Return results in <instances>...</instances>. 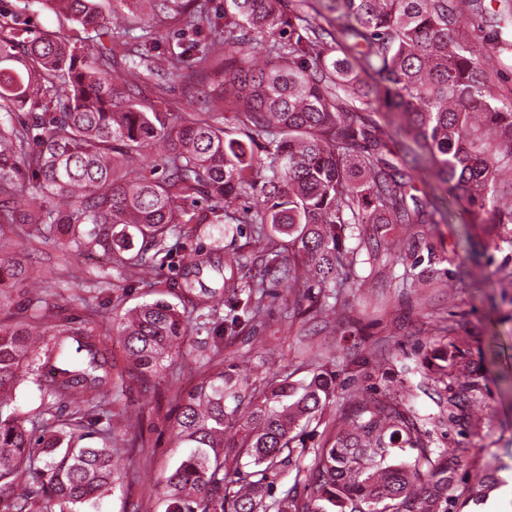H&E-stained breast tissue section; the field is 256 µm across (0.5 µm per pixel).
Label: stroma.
Returning a JSON list of instances; mask_svg holds the SVG:
<instances>
[{
    "instance_id": "obj_1",
    "label": "stroma",
    "mask_w": 512,
    "mask_h": 512,
    "mask_svg": "<svg viewBox=\"0 0 512 512\" xmlns=\"http://www.w3.org/2000/svg\"><path fill=\"white\" fill-rule=\"evenodd\" d=\"M0 13L17 16L35 30L61 31L77 47L89 46L81 26L60 22L39 0H0ZM223 20L224 0H207L203 19H156L158 50L167 52L180 40L207 43L212 23ZM461 231L455 220L422 226L415 258L432 278L420 287L406 288L404 265L390 264L387 251L388 245L403 239L404 225H365L364 239L381 238L384 247L362 252L347 281L349 307L322 296L291 300L285 285H273L261 322L226 345L224 355L253 380L285 368L304 378L310 358L317 356L335 370L337 394L357 389L400 398L409 390L421 414L448 417L456 412V420L432 430L433 445L447 449L448 469L454 476L449 512H487L491 500L498 501L499 512H512V498L501 496L499 489H492L487 502L478 504L464 493L468 474L487 467L497 474L512 469V282L505 278L512 271V247L478 234L467 249ZM18 242L30 256L35 278L47 281L40 313L49 324L84 319L93 310L108 318L116 308L135 306L171 283H182L178 260L198 249L218 252L224 259L239 256L234 276L242 285L259 278L262 270L261 248L252 241L247 224L232 238H218L209 224L192 234L175 235L169 241L174 263L146 283L108 264L98 252L63 269L57 246L31 225ZM449 341L458 348L457 359L469 365L480 384L458 411L448 404L443 384L426 376L421 365L423 358ZM210 352L205 334L192 335L182 356L159 375L126 378L104 400V409L133 416L138 439L116 456L124 482L105 494L101 512H131L144 499L149 502L146 512H159L150 495L159 473L180 453L175 421L169 416L175 394L199 382L198 361Z\"/></svg>"
}]
</instances>
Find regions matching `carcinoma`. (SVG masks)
Wrapping results in <instances>:
<instances>
[{
	"instance_id": "cac0c4a2",
	"label": "carcinoma",
	"mask_w": 512,
	"mask_h": 512,
	"mask_svg": "<svg viewBox=\"0 0 512 512\" xmlns=\"http://www.w3.org/2000/svg\"><path fill=\"white\" fill-rule=\"evenodd\" d=\"M150 2L145 19L106 14L102 0H41L94 33L82 53L59 32L0 25V512H91L120 483L113 444L136 433L97 410L112 390L107 336L124 338L128 373L146 378L202 329L220 355L222 340L262 316L268 281L310 298L344 283L360 250L347 241L364 224L406 225L393 254L405 261L415 225L445 219L411 194L420 162L461 206L462 223L512 246V182H500L512 172V98L489 64L509 45L512 0H318L309 11L306 0H224V25L211 28L224 47V90L197 92L201 107L185 112L138 101L127 76L194 85L209 50L156 52L152 21L204 4ZM28 104L40 112L20 116ZM375 105L412 136L411 161L389 158L367 116ZM201 199L209 212L195 209ZM220 222L226 234L251 224L264 244L263 274L245 289L225 285L237 258L215 265L194 253L182 257L185 276L208 270L224 281L201 288L197 303L158 296L110 322L46 328L40 296L28 299L33 315L9 307L31 273L19 224L53 237L67 263L99 249L144 280L170 257L180 225ZM22 372L44 402L30 430L12 407ZM436 374L456 383L455 407L479 388L453 361ZM335 393L323 364L259 388L219 360L176 397L186 451L156 481L162 512H448L447 453L403 399L349 393L307 447ZM57 404L72 410L58 414ZM291 466L293 486L276 492Z\"/></svg>"
}]
</instances>
